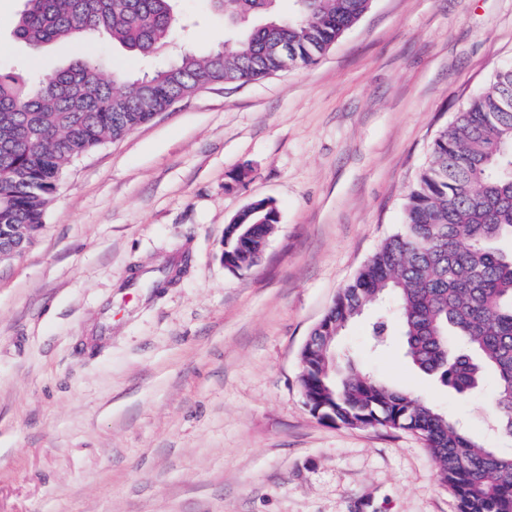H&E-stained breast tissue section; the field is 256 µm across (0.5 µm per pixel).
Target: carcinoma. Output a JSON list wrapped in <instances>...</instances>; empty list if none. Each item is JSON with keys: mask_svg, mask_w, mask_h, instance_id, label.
Instances as JSON below:
<instances>
[{"mask_svg": "<svg viewBox=\"0 0 512 512\" xmlns=\"http://www.w3.org/2000/svg\"><path fill=\"white\" fill-rule=\"evenodd\" d=\"M14 37L36 53L101 31L130 55L149 58L176 28V0H23ZM214 0L233 35L207 54L185 50L141 76L103 77L80 57L37 80L0 70V244H29L68 165L165 111L199 83L243 85L312 65L354 27L370 0ZM269 199L224 229V267L248 270L278 224ZM512 66L494 71L454 124L434 141L411 187L404 222L314 327L301 354L311 410L348 426L420 435L459 512H512V456L472 439L431 404L360 371L343 369L325 343L365 307L391 294L405 357L461 395L495 382L497 427L512 437Z\"/></svg>", "mask_w": 512, "mask_h": 512, "instance_id": "1", "label": "carcinoma"}]
</instances>
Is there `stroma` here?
I'll list each match as a JSON object with an SVG mask.
<instances>
[{"label":"stroma","mask_w":512,"mask_h":512,"mask_svg":"<svg viewBox=\"0 0 512 512\" xmlns=\"http://www.w3.org/2000/svg\"><path fill=\"white\" fill-rule=\"evenodd\" d=\"M22 7L0 0V66L79 56L16 42ZM177 8L198 25L169 56L223 46L211 0ZM92 55L147 69L105 33ZM510 64L512 0H372L315 65L211 85L75 159L41 234L0 262V512H458L417 435L314 414L300 354L399 230L435 138ZM262 198L280 222L232 273L224 228ZM376 315L341 338L353 365L512 456L492 384L462 396L400 336L373 348Z\"/></svg>","instance_id":"35a3bbf8"}]
</instances>
